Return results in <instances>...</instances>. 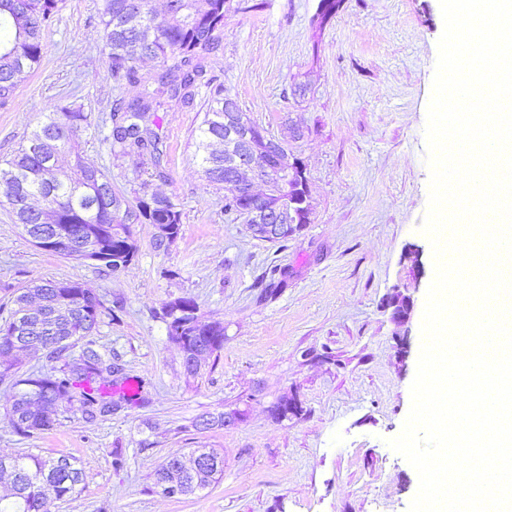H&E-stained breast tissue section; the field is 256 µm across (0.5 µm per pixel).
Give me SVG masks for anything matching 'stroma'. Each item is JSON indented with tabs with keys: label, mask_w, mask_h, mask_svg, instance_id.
Returning <instances> with one entry per match:
<instances>
[{
	"label": "stroma",
	"mask_w": 512,
	"mask_h": 512,
	"mask_svg": "<svg viewBox=\"0 0 512 512\" xmlns=\"http://www.w3.org/2000/svg\"><path fill=\"white\" fill-rule=\"evenodd\" d=\"M318 0H260L226 11L210 73L250 118L301 160L311 222L285 242L255 239L244 217L225 213L224 191L201 176L194 132L208 91L159 113L166 167L151 188L182 213L179 237L154 244L135 225L138 254L120 274L40 250L0 206V320L23 288L76 281L104 305L90 336L110 359V416L69 413L57 428L16 434L5 419L13 389L0 381V455L77 459L84 480L50 512H409L419 476L389 442L409 415L422 347L434 250L422 225L429 206L425 128L444 31L440 0H344L324 28ZM97 0H61L38 69L0 105V160L13 156L45 113L80 99L92 120L88 163L133 198L145 157L113 160L104 137L113 102ZM420 249L414 276L409 253ZM415 303L396 326L393 288ZM178 298L222 322L224 347L186 374L161 319ZM300 404L278 421L268 409ZM234 410L227 427L196 428L200 416ZM224 454L218 483L169 497L155 472L172 454Z\"/></svg>",
	"instance_id": "stroma-1"
}]
</instances>
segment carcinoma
I'll return each instance as SVG.
<instances>
[{
  "mask_svg": "<svg viewBox=\"0 0 512 512\" xmlns=\"http://www.w3.org/2000/svg\"><path fill=\"white\" fill-rule=\"evenodd\" d=\"M59 0H0V101H7L18 84L40 64L47 28ZM231 0H165L157 11L153 0H99L102 41L108 66L118 86L136 92L115 101L107 141L113 158L150 156L155 174H163L162 141L154 130L157 112L173 100L188 102L194 89L210 87L204 119L195 136L196 157L207 182L224 185V85L207 77V63L220 49L224 11ZM152 60L158 72L147 83L137 64ZM92 127L90 113L76 101L37 122L15 154L0 162V205L8 207L41 249L71 258L69 247L53 241L52 224L70 225L75 246L102 247L109 256L103 266L116 273L126 269L138 251L135 224H170L178 237L182 213L170 198L145 192L128 203L112 187V178L84 160L80 135ZM50 210L54 223L43 220ZM192 314L168 324L176 343L187 341L194 351L214 355L224 347V325ZM102 302L79 282L61 288L57 282L35 285L17 295L8 322L0 326V358L40 348L52 366L14 377L5 419L14 432L30 437L61 424L60 403L88 419L112 414V364L88 342L78 357L63 360L96 328ZM193 465L183 459L156 472V485L169 496H186L209 488L224 473V455L213 448L191 452ZM83 481V471L67 456L42 458L33 454L0 456V483L11 493L0 496V512H48L44 488L56 498H70Z\"/></svg>",
  "mask_w": 512,
  "mask_h": 512,
  "instance_id": "cac0c4a2",
  "label": "carcinoma"
}]
</instances>
